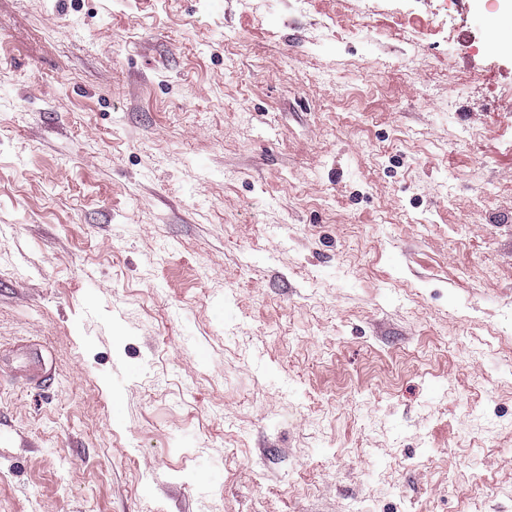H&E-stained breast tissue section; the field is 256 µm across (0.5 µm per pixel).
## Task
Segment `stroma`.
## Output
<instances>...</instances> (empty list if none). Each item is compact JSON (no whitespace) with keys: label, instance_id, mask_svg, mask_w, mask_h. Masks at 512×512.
Returning <instances> with one entry per match:
<instances>
[{"label":"stroma","instance_id":"stroma-1","mask_svg":"<svg viewBox=\"0 0 512 512\" xmlns=\"http://www.w3.org/2000/svg\"><path fill=\"white\" fill-rule=\"evenodd\" d=\"M509 39L0 0V512H512Z\"/></svg>","mask_w":512,"mask_h":512}]
</instances>
